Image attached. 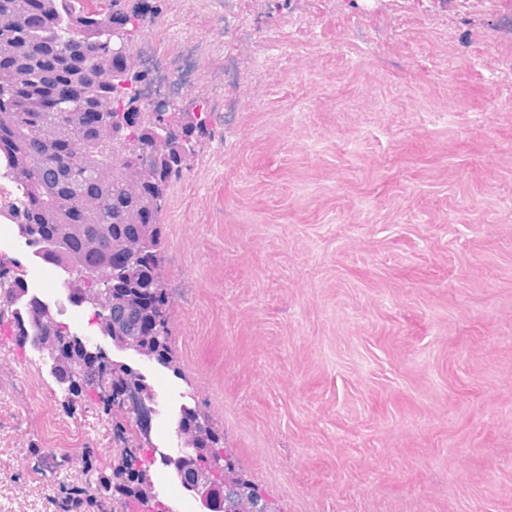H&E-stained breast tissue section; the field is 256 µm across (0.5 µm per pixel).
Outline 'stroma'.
I'll return each mask as SVG.
<instances>
[{"instance_id":"obj_1","label":"stroma","mask_w":512,"mask_h":512,"mask_svg":"<svg viewBox=\"0 0 512 512\" xmlns=\"http://www.w3.org/2000/svg\"><path fill=\"white\" fill-rule=\"evenodd\" d=\"M151 3L135 44L191 81L170 111L210 114L158 214L177 370L98 335L5 218L0 258L145 375L166 512H195L161 463L193 404L278 512H512V0ZM274 25L288 53L254 70ZM34 446L107 471L112 422L5 325L0 512L73 479ZM32 468L42 473H53L58 469H67L74 465L73 459L67 454H58L53 450H44L34 448L30 454ZM50 461L55 463L53 469L50 468Z\"/></svg>"}]
</instances>
